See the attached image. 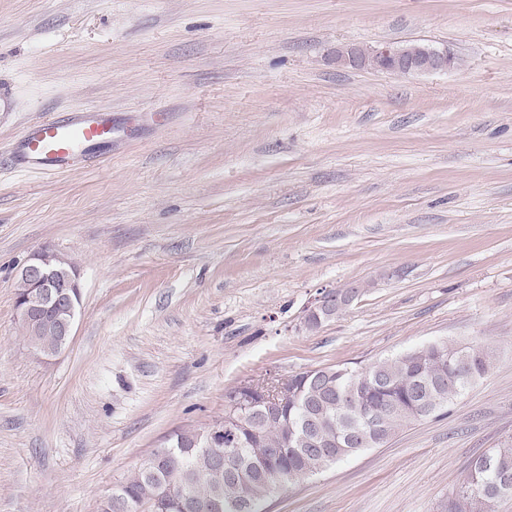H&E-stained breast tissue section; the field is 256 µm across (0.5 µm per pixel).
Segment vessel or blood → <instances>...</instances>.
Segmentation results:
<instances>
[{"mask_svg": "<svg viewBox=\"0 0 512 512\" xmlns=\"http://www.w3.org/2000/svg\"><path fill=\"white\" fill-rule=\"evenodd\" d=\"M111 143V114L86 108L30 123L11 150V161L19 170L54 176Z\"/></svg>", "mask_w": 512, "mask_h": 512, "instance_id": "obj_1", "label": "vessel or blood"}]
</instances>
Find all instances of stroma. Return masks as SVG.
<instances>
[{
    "instance_id": "1",
    "label": "stroma",
    "mask_w": 512,
    "mask_h": 512,
    "mask_svg": "<svg viewBox=\"0 0 512 512\" xmlns=\"http://www.w3.org/2000/svg\"><path fill=\"white\" fill-rule=\"evenodd\" d=\"M384 41L463 66L328 55ZM0 92V512H98L231 388L438 340L481 342L492 369L266 512H441L512 445V0H0ZM88 106L116 124L103 161L5 170L30 122ZM43 250L81 276L52 358L15 305ZM352 283L349 310L301 327ZM368 69L397 75L447 72L452 69L447 48L407 51L400 44L385 42L371 48ZM348 288H358L357 285H347L336 291L324 293L315 302L307 307L302 316V325L307 330L318 328L323 322L330 317L329 311L336 308V316L345 312L342 308H348L355 298V294Z\"/></svg>"
}]
</instances>
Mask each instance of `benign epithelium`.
Segmentation results:
<instances>
[{
    "mask_svg": "<svg viewBox=\"0 0 512 512\" xmlns=\"http://www.w3.org/2000/svg\"><path fill=\"white\" fill-rule=\"evenodd\" d=\"M364 50L355 44L338 46L331 51L336 64L354 69L361 68L359 52ZM370 69L397 75H419L433 72H446L452 68L448 51L445 48L425 51H407L392 42L380 43L371 48ZM21 278L26 281L29 291L20 299L17 310L22 322L36 326H46L56 336L64 337L70 343L72 329L80 308V282L77 267L50 251H42L29 259L21 270ZM355 294L348 287L324 293L307 307L302 316V325L307 330L318 328L328 320L329 311L351 305ZM259 397L265 419L279 418L284 399L294 397L295 392L288 388V379L280 380L273 392L263 390L253 384L237 386L226 395V401L236 408ZM223 433V423H215L200 431L197 442L205 448H215L218 436Z\"/></svg>",
    "mask_w": 512,
    "mask_h": 512,
    "instance_id": "1",
    "label": "benign epithelium"
}]
</instances>
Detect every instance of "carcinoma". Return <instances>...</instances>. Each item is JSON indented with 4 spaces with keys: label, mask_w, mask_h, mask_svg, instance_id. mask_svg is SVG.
I'll return each instance as SVG.
<instances>
[{
    "label": "carcinoma",
    "mask_w": 512,
    "mask_h": 512,
    "mask_svg": "<svg viewBox=\"0 0 512 512\" xmlns=\"http://www.w3.org/2000/svg\"><path fill=\"white\" fill-rule=\"evenodd\" d=\"M28 343L44 356L60 352V338L25 330ZM492 365L490 350L480 344L446 341L425 344L366 368L327 366L291 375L300 403L284 405V420L270 423L249 409L248 428L232 425L224 447L235 449L230 467L216 468L212 450L192 446L196 429L176 432L167 445L173 460L164 468L141 465L112 488L99 512H183L170 488L206 507L204 512H240L249 503L262 512L279 485L317 475L341 460L387 444L405 426L447 414L448 406ZM356 392L359 403L348 398ZM335 443L321 448L323 440ZM512 479V446L494 448L471 464L448 495L443 512H494L493 490Z\"/></svg>",
    "instance_id": "1"
}]
</instances>
